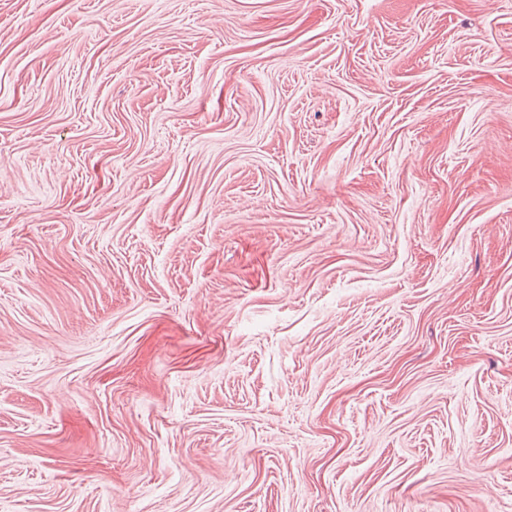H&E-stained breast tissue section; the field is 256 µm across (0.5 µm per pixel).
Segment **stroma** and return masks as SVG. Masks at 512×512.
I'll use <instances>...</instances> for the list:
<instances>
[{
    "instance_id": "35a3bbf8",
    "label": "stroma",
    "mask_w": 512,
    "mask_h": 512,
    "mask_svg": "<svg viewBox=\"0 0 512 512\" xmlns=\"http://www.w3.org/2000/svg\"><path fill=\"white\" fill-rule=\"evenodd\" d=\"M0 512H512V0H0Z\"/></svg>"
}]
</instances>
